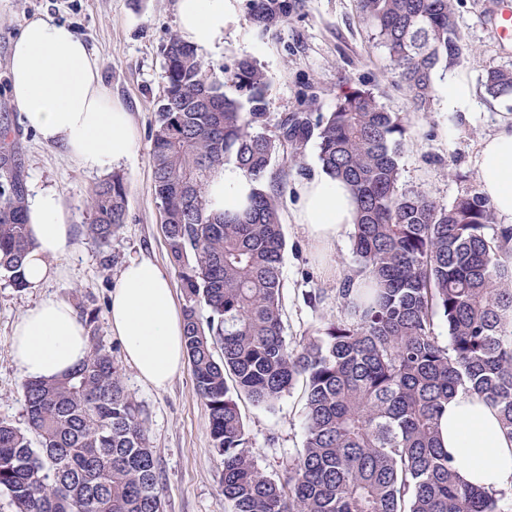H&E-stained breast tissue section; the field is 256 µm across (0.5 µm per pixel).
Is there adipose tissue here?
Returning a JSON list of instances; mask_svg holds the SVG:
<instances>
[{
  "label": "adipose tissue",
  "mask_w": 512,
  "mask_h": 512,
  "mask_svg": "<svg viewBox=\"0 0 512 512\" xmlns=\"http://www.w3.org/2000/svg\"><path fill=\"white\" fill-rule=\"evenodd\" d=\"M175 12L184 39L214 52L224 45L235 6L234 0H175ZM8 84L27 126L44 143L61 146L77 167L103 173L134 155L138 131L130 112L105 87L97 59L67 25L30 19L13 43ZM476 165L481 194L493 204L498 222L512 226V119L483 139ZM254 188L235 165H225L210 180L209 208L241 209ZM296 192L298 225L320 254L332 253L353 229L350 191L319 172L298 183ZM26 208L33 246L22 275L27 288L36 290L66 276L60 259L74 228L56 189L28 197ZM108 320L139 379L165 389L185 364L184 321L171 279L153 260L143 257L123 268L110 295ZM11 350L22 378L53 379L83 361L89 347L73 307L46 295L15 322ZM440 433L465 483L512 489V438L486 401L458 394L440 420Z\"/></svg>",
  "instance_id": "ef3b65f1"
}]
</instances>
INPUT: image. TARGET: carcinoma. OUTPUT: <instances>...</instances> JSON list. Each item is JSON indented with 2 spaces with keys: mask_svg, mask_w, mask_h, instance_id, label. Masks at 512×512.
<instances>
[{
  "mask_svg": "<svg viewBox=\"0 0 512 512\" xmlns=\"http://www.w3.org/2000/svg\"><path fill=\"white\" fill-rule=\"evenodd\" d=\"M292 8V0H251L249 14L266 31ZM357 8L413 111L427 109L435 71L465 50L454 0H357ZM164 68L150 136L154 190L183 297L186 355L232 512H502L501 493L460 481L439 418L454 395L473 392L512 438V227L496 226L493 206L474 189L448 206L401 190L406 127L369 89L344 94L325 115L273 123L253 60L218 73L173 35ZM482 85L493 99L510 96L512 70L491 67ZM8 133L0 127V277L23 288L33 243ZM312 138L322 170L354 194L364 287L345 278L340 315L291 345L281 282L288 177L274 163L297 161ZM230 163L256 188L243 210L217 215L208 182ZM127 197L118 174L90 191L85 232L98 249L125 224ZM438 316L447 346L434 333ZM79 318L86 358L59 379L25 381V426L0 419V490L16 512H163L142 410L96 336L97 310L83 307ZM300 379L304 442L276 479L249 452L240 402L272 409Z\"/></svg>",
  "mask_w": 512,
  "mask_h": 512,
  "instance_id": "carcinoma-1",
  "label": "carcinoma"
}]
</instances>
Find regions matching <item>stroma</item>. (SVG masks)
<instances>
[{"instance_id": "1", "label": "stroma", "mask_w": 512, "mask_h": 512, "mask_svg": "<svg viewBox=\"0 0 512 512\" xmlns=\"http://www.w3.org/2000/svg\"><path fill=\"white\" fill-rule=\"evenodd\" d=\"M454 4L468 48L452 70L466 75L475 86L467 114L448 110L444 88L452 70L443 69L434 76L428 111H413L386 50L370 39L356 0H298L288 18L266 34L252 24L248 0H236V21L224 31V48L206 60L217 70L239 58L256 61L268 79L267 109L274 120L303 110L327 113L338 96L354 88L370 89L405 121L398 158L401 188L424 192L448 205L463 191L478 188L475 158L480 143L500 117L512 114V99H491L481 84L488 68H512V38L502 39L496 33L500 21L496 0H454ZM34 17L67 24L87 43L104 85L131 112L140 134L135 155L117 167L128 187L127 216L106 253L83 234L92 220L87 195L98 175L69 162L59 147L43 143L27 127L8 92L13 40ZM178 31L174 0H0V115L12 118L11 137L19 147L28 191L58 190L76 229L63 258L66 277L49 281L39 294L0 280V419L19 426L25 423L23 380L10 347L18 317L43 293L74 306L92 300L98 310L100 340L121 363L125 385L143 410L148 442L158 463L164 512H230L222 491L221 459L209 436V412L195 392L190 368H183L163 390L142 383L125 364L121 343L107 319L110 293L131 259L145 256L164 272L172 270L149 150L150 129L165 84L163 50ZM296 202L295 193L287 192L281 212L286 239L283 328L290 341L336 317V291L345 275L358 267L351 239L337 243L328 257L315 250L294 222ZM310 291L322 295L314 309L304 301ZM241 408L258 464L267 474L280 475L282 460L304 440L301 390L292 389L272 410L247 401Z\"/></svg>"}]
</instances>
